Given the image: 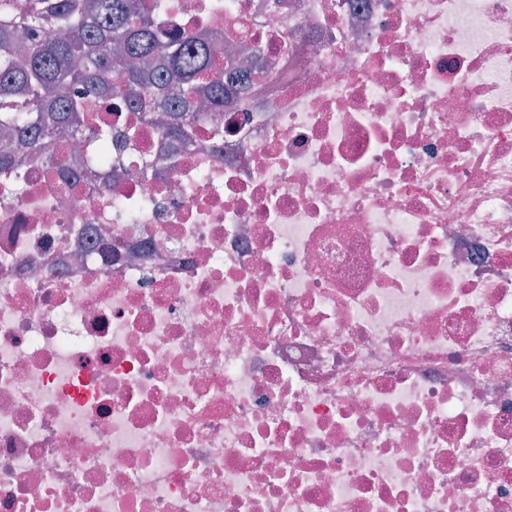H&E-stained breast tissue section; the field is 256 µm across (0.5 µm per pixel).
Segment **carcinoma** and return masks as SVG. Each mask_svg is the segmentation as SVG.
<instances>
[{"mask_svg":"<svg viewBox=\"0 0 512 512\" xmlns=\"http://www.w3.org/2000/svg\"><path fill=\"white\" fill-rule=\"evenodd\" d=\"M226 66L205 41L163 42L146 0H0V166L19 143L49 153L77 140L83 112L116 98L155 117L181 138L200 117L198 103L224 109ZM94 160L112 163L108 134Z\"/></svg>","mask_w":512,"mask_h":512,"instance_id":"carcinoma-1","label":"carcinoma"}]
</instances>
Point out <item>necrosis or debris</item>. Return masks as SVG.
Segmentation results:
<instances>
[{
    "instance_id": "1",
    "label": "necrosis or debris",
    "mask_w": 512,
    "mask_h": 512,
    "mask_svg": "<svg viewBox=\"0 0 512 512\" xmlns=\"http://www.w3.org/2000/svg\"><path fill=\"white\" fill-rule=\"evenodd\" d=\"M150 4L264 71L0 166V512H512V0Z\"/></svg>"
}]
</instances>
